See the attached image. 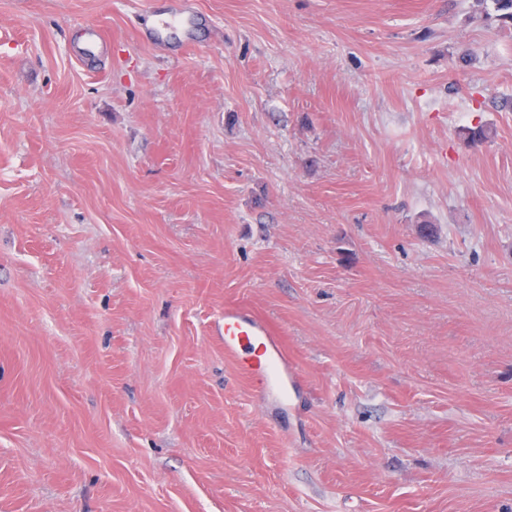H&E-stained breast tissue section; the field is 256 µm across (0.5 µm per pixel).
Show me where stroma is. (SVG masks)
I'll return each mask as SVG.
<instances>
[{"mask_svg":"<svg viewBox=\"0 0 512 512\" xmlns=\"http://www.w3.org/2000/svg\"><path fill=\"white\" fill-rule=\"evenodd\" d=\"M193 6L0 0V512H512V29ZM262 347L263 365L257 368L244 367L248 377L257 371L262 377L265 397L279 403L288 402V387L297 383L300 373L296 363L288 357L282 338L273 326L256 313L240 305L224 307V353L236 357L250 347Z\"/></svg>","mask_w":512,"mask_h":512,"instance_id":"35a3bbf8","label":"stroma"}]
</instances>
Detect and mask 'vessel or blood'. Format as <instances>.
<instances>
[{
  "mask_svg": "<svg viewBox=\"0 0 512 512\" xmlns=\"http://www.w3.org/2000/svg\"><path fill=\"white\" fill-rule=\"evenodd\" d=\"M256 345L262 349L263 364L257 369L245 368V375H261L264 396L279 403L287 402L288 388L297 383L300 373L289 358L281 336L256 313L235 304L225 306V355L233 358Z\"/></svg>",
  "mask_w": 512,
  "mask_h": 512,
  "instance_id": "1",
  "label": "vessel or blood"
}]
</instances>
